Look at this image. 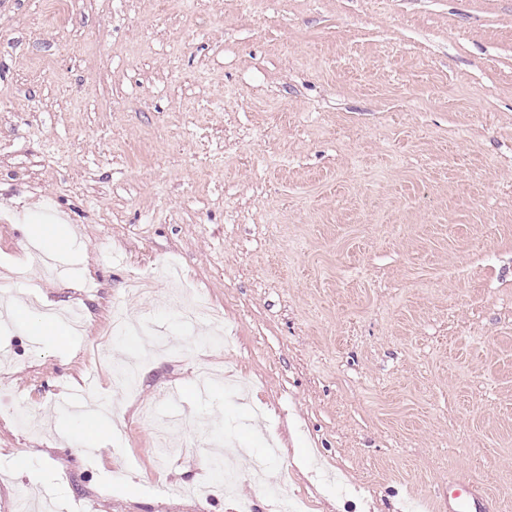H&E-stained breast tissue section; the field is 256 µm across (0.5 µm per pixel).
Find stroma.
I'll return each instance as SVG.
<instances>
[{
  "instance_id": "35a3bbf8",
  "label": "stroma",
  "mask_w": 512,
  "mask_h": 512,
  "mask_svg": "<svg viewBox=\"0 0 512 512\" xmlns=\"http://www.w3.org/2000/svg\"><path fill=\"white\" fill-rule=\"evenodd\" d=\"M45 9L0 0V284L85 324L59 346L0 319V408L26 419L0 418V503L448 512L475 482L512 512V0H76L57 31ZM24 224L67 228L53 275ZM172 265L229 343L182 322ZM118 307L140 386L98 372L123 426L89 460L61 403ZM147 404L198 420L174 466Z\"/></svg>"
}]
</instances>
